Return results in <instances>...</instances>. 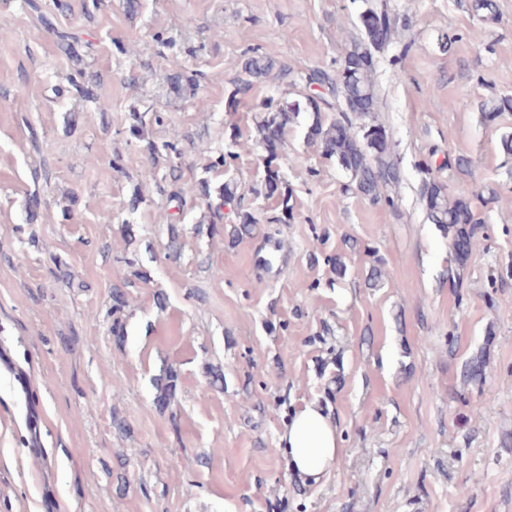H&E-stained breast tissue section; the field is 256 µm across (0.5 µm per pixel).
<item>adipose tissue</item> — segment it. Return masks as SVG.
<instances>
[{
  "instance_id": "1",
  "label": "adipose tissue",
  "mask_w": 512,
  "mask_h": 512,
  "mask_svg": "<svg viewBox=\"0 0 512 512\" xmlns=\"http://www.w3.org/2000/svg\"><path fill=\"white\" fill-rule=\"evenodd\" d=\"M281 441L290 468L308 479H320L339 456L336 430L311 403L296 411Z\"/></svg>"
}]
</instances>
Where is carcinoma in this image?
Returning a JSON list of instances; mask_svg holds the SVG:
<instances>
[{
    "label": "carcinoma",
    "mask_w": 512,
    "mask_h": 512,
    "mask_svg": "<svg viewBox=\"0 0 512 512\" xmlns=\"http://www.w3.org/2000/svg\"><path fill=\"white\" fill-rule=\"evenodd\" d=\"M27 5L37 13L42 26L56 38L57 46L75 64L69 84L75 91V99L96 105L104 113L110 101L101 97L100 76L81 67V41L75 32L60 29L53 22L54 15L43 13L38 0H27ZM471 12L485 23L498 20L495 0H471ZM362 30L361 40L342 49L339 67L335 71L316 69L309 76L308 84L319 85L327 94L317 103L309 96L292 102H276L272 99L255 105L259 112L255 127L258 143L266 145L272 130H288L302 112L311 114L305 138L307 144L315 146L321 156L336 162L350 177L351 186L374 203L384 201L393 204L386 192L402 181V171L387 139L385 130L374 123L377 95L372 74L373 68H361V59L383 47L388 39L389 21L386 6L369 7L359 17ZM274 67L273 58L261 53L248 57L232 80L233 90L230 103H238L250 96L253 89L268 78ZM163 83L170 93L182 96L185 92H195L198 75L194 72L173 71L163 77ZM132 123L128 129L129 140L136 143L148 155L150 165L144 168L142 180L152 182L165 192L162 184L171 187L168 198L176 202L178 210L186 206L205 205L214 217H221V209L235 204V192L230 185L212 187L211 174L231 165L238 158L236 148L241 134L230 133L224 147L217 150L201 148L188 136H173L168 140H155L147 135V128L160 126L167 121V113H131ZM206 155L203 166L204 176L194 181L183 179V159L188 150ZM283 179L280 175L263 180L262 191L265 197L277 196L285 210V216L277 223H288L291 195L282 192ZM422 198L426 203L428 219L437 225L448 239L449 263L448 281L457 283L461 270L466 266L475 245L479 244L484 221L472 202L461 196H450L448 185L429 178L422 185ZM236 222L230 230L232 241L255 235L256 218L249 211L236 210ZM128 282L112 285L111 309L113 315L112 332L119 342H124L126 329L120 314L127 306L125 288ZM484 372V361L477 357L468 361L463 370V380H478ZM177 374L165 371L154 379V403L161 410L167 409L175 399Z\"/></svg>",
    "instance_id": "carcinoma-1"
}]
</instances>
